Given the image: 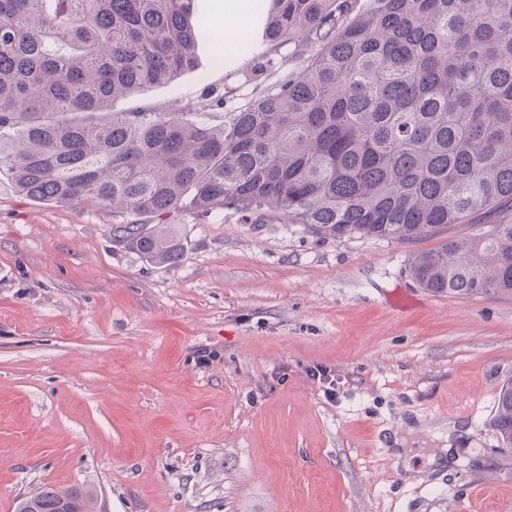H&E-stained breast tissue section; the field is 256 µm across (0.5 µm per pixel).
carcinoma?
<instances>
[{
  "label": "carcinoma",
  "instance_id": "carcinoma-1",
  "mask_svg": "<svg viewBox=\"0 0 512 512\" xmlns=\"http://www.w3.org/2000/svg\"><path fill=\"white\" fill-rule=\"evenodd\" d=\"M195 0H0V172L24 197L112 208V238L158 264L168 216L328 237L447 236L409 272L438 294L512 295V0H267L237 53L305 65L226 112H111L197 66ZM475 224L462 238L456 224ZM512 449V382L496 396ZM42 486L16 512H93Z\"/></svg>",
  "mask_w": 512,
  "mask_h": 512
}]
</instances>
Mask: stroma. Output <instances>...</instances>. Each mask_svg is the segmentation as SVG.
Segmentation results:
<instances>
[{
	"label": "stroma",
	"mask_w": 512,
	"mask_h": 512,
	"mask_svg": "<svg viewBox=\"0 0 512 512\" xmlns=\"http://www.w3.org/2000/svg\"><path fill=\"white\" fill-rule=\"evenodd\" d=\"M214 54L200 34L196 70L113 111L220 96L230 112L277 80ZM115 222L0 178V512L45 484L91 491L95 512H512L491 426L512 296L419 288L407 259L441 238L216 210L179 217L183 255L157 264L113 242ZM457 426L450 461L428 465Z\"/></svg>",
	"instance_id": "obj_1"
}]
</instances>
